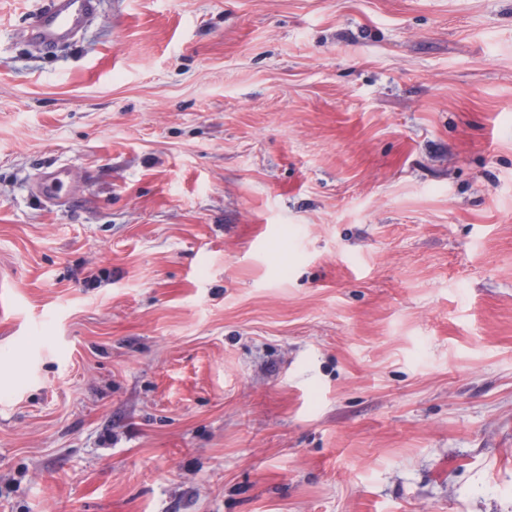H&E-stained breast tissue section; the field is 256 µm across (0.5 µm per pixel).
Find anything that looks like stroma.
I'll list each match as a JSON object with an SVG mask.
<instances>
[{
	"label": "stroma",
	"mask_w": 512,
	"mask_h": 512,
	"mask_svg": "<svg viewBox=\"0 0 512 512\" xmlns=\"http://www.w3.org/2000/svg\"><path fill=\"white\" fill-rule=\"evenodd\" d=\"M37 5L0 512H512V0H99L51 52ZM70 177V172L65 169L44 172L37 182L36 194L46 203H60L65 181Z\"/></svg>",
	"instance_id": "1"
}]
</instances>
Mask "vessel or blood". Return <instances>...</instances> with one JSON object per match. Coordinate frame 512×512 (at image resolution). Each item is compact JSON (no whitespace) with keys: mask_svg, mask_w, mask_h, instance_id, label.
Instances as JSON below:
<instances>
[{"mask_svg":"<svg viewBox=\"0 0 512 512\" xmlns=\"http://www.w3.org/2000/svg\"><path fill=\"white\" fill-rule=\"evenodd\" d=\"M96 0H50L36 9L24 28L26 38L38 48L50 50L76 36L96 11ZM69 173L64 169L44 172L36 185L37 195L45 202L58 203Z\"/></svg>","mask_w":512,"mask_h":512,"instance_id":"1","label":"vessel or blood"}]
</instances>
